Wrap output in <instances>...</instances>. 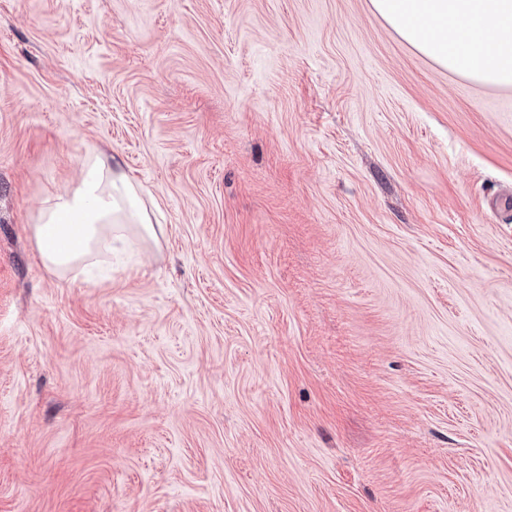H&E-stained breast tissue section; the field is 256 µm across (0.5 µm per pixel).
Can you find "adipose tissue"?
<instances>
[{
  "label": "adipose tissue",
  "mask_w": 512,
  "mask_h": 512,
  "mask_svg": "<svg viewBox=\"0 0 512 512\" xmlns=\"http://www.w3.org/2000/svg\"><path fill=\"white\" fill-rule=\"evenodd\" d=\"M407 44L463 77L512 85V0H370ZM46 268L66 274L113 240L135 233L158 242L138 189L102 154L90 157L80 187L44 201L31 227Z\"/></svg>",
  "instance_id": "ef3b65f1"
}]
</instances>
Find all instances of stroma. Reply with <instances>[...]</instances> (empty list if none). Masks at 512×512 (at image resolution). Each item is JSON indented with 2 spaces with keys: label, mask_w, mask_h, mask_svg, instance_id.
<instances>
[{
  "label": "stroma",
  "mask_w": 512,
  "mask_h": 512,
  "mask_svg": "<svg viewBox=\"0 0 512 512\" xmlns=\"http://www.w3.org/2000/svg\"><path fill=\"white\" fill-rule=\"evenodd\" d=\"M99 152L160 244L56 275ZM0 512H512V86L370 0H0Z\"/></svg>",
  "instance_id": "1"
}]
</instances>
